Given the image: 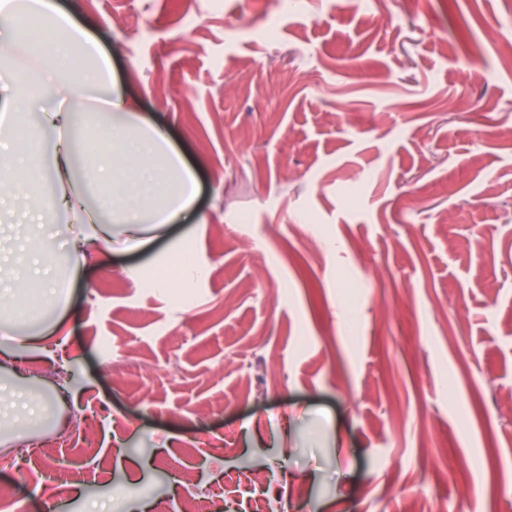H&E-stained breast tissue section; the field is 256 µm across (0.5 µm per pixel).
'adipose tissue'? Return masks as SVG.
<instances>
[{"instance_id": "1", "label": "adipose tissue", "mask_w": 512, "mask_h": 512, "mask_svg": "<svg viewBox=\"0 0 512 512\" xmlns=\"http://www.w3.org/2000/svg\"><path fill=\"white\" fill-rule=\"evenodd\" d=\"M22 12L43 20L54 51L31 46L17 21ZM0 30L9 46H31L38 59L32 79L0 83L6 94L0 103V169L20 164L28 172L10 181L0 205L21 211L33 227L20 244L0 236V254L21 252L28 267L14 277L12 291L0 293V306L13 307L15 323L35 325V332L16 339L18 346L35 348L47 309H58L90 250L111 249L114 225L123 226L134 246H143L146 226L159 228L192 213L198 183L166 135L113 82L109 57L98 41L53 0H0ZM94 86L102 90L108 109L92 112L91 130L109 132L111 140L87 160L77 186L73 172L79 150L71 105ZM55 95L64 96L68 108L32 119L30 105ZM48 174L59 188L45 194L40 186ZM56 238L63 239L62 248L52 247ZM0 391L10 395L11 415L23 416L27 426H55L53 402L42 392L18 387L10 378L0 379Z\"/></svg>"}]
</instances>
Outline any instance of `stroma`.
Instances as JSON below:
<instances>
[{
    "label": "stroma",
    "mask_w": 512,
    "mask_h": 512,
    "mask_svg": "<svg viewBox=\"0 0 512 512\" xmlns=\"http://www.w3.org/2000/svg\"><path fill=\"white\" fill-rule=\"evenodd\" d=\"M55 2L201 195L90 255L20 364L60 424L0 438V512H42L32 483L56 512H512L484 470L512 474V0ZM186 240L205 275L150 287Z\"/></svg>",
    "instance_id": "obj_1"
}]
</instances>
